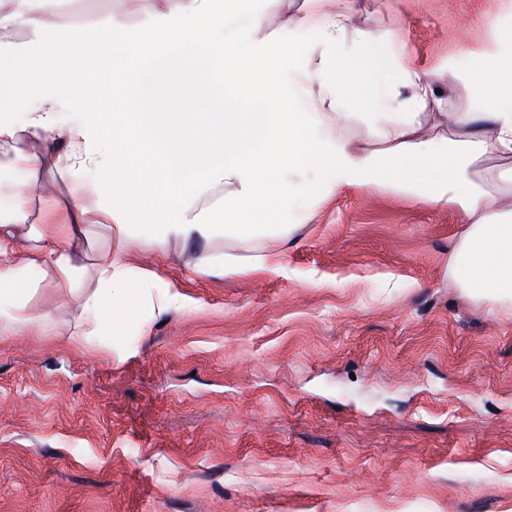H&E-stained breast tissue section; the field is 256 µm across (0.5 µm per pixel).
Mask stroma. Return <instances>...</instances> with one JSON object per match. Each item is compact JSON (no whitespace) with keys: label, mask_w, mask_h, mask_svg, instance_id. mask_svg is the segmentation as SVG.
<instances>
[{"label":"stroma","mask_w":512,"mask_h":512,"mask_svg":"<svg viewBox=\"0 0 512 512\" xmlns=\"http://www.w3.org/2000/svg\"><path fill=\"white\" fill-rule=\"evenodd\" d=\"M512 0H356L378 34L369 93L399 56L459 111ZM288 240L215 236L132 266L187 302L73 344L0 337V512H512V299L448 273L453 210L377 186L298 201ZM205 252L278 271L194 268Z\"/></svg>","instance_id":"1"}]
</instances>
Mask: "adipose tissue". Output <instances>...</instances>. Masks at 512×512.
<instances>
[{
    "mask_svg": "<svg viewBox=\"0 0 512 512\" xmlns=\"http://www.w3.org/2000/svg\"><path fill=\"white\" fill-rule=\"evenodd\" d=\"M277 2L120 0L126 15L152 9L147 27L127 30L73 22L52 0H0L1 38L19 27L61 36L51 67L39 72L0 53V75L37 101L20 121L0 113V147L28 173L12 189L13 207L0 211L5 335L59 321L68 296L78 313L59 322L74 343L100 334L108 303L116 327L141 308L163 314L185 297L126 261L137 230L161 248L217 233L253 237L269 209L286 211L298 197L321 201L343 186L380 184L452 208L466 231L451 248V276L473 296L512 295V29L499 30L494 64L476 75L499 98L492 111H457L453 98L437 94L435 76L408 65L396 71L413 89L405 105L383 93L379 111L354 114L341 109L346 48H356L354 74L368 83L374 37L354 30L353 0H307L297 26L311 39L299 52L270 32ZM107 43L122 63L111 74L93 64ZM302 56L301 89L284 90L279 73ZM66 82L86 88L85 110L68 126L57 112ZM256 100L268 111H254ZM354 119L376 148L339 136ZM45 169L68 176L69 194L33 224L31 199L52 190L39 178ZM90 169L108 182L92 206L81 200V176ZM217 187L220 207L202 208ZM21 238L32 243L24 256ZM28 268L37 279L22 277Z\"/></svg>",
    "mask_w": 512,
    "mask_h": 512,
    "instance_id": "obj_1",
    "label": "adipose tissue"
}]
</instances>
